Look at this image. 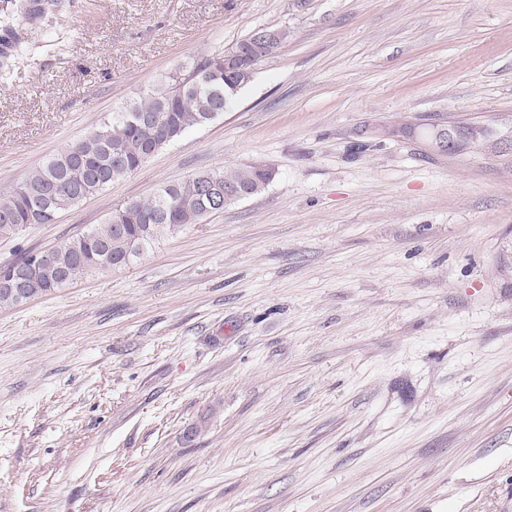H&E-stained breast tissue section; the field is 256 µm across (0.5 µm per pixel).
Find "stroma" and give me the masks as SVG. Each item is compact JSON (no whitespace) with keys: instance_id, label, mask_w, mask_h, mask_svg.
Here are the masks:
<instances>
[{"instance_id":"1","label":"stroma","mask_w":512,"mask_h":512,"mask_svg":"<svg viewBox=\"0 0 512 512\" xmlns=\"http://www.w3.org/2000/svg\"><path fill=\"white\" fill-rule=\"evenodd\" d=\"M0 0V190L192 57L289 37L0 264L204 169L274 178L0 306V512H512V168L390 127L512 118V0Z\"/></svg>"}]
</instances>
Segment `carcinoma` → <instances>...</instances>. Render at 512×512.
Wrapping results in <instances>:
<instances>
[{
  "mask_svg": "<svg viewBox=\"0 0 512 512\" xmlns=\"http://www.w3.org/2000/svg\"><path fill=\"white\" fill-rule=\"evenodd\" d=\"M274 52L258 28L232 47L215 49L141 91L112 118L71 142L35 168L19 184L0 192V238L29 224H52L57 216L136 172L188 129L231 111L257 67ZM273 179L261 164L228 165L203 170L178 183L160 186L150 197L127 202L109 220L63 244L30 251L0 265V281L21 276L39 263L23 296L0 287V305H16L42 297L97 271L121 269L154 241L198 224L226 208L224 190L262 193Z\"/></svg>",
  "mask_w": 512,
  "mask_h": 512,
  "instance_id": "1",
  "label": "carcinoma"
}]
</instances>
